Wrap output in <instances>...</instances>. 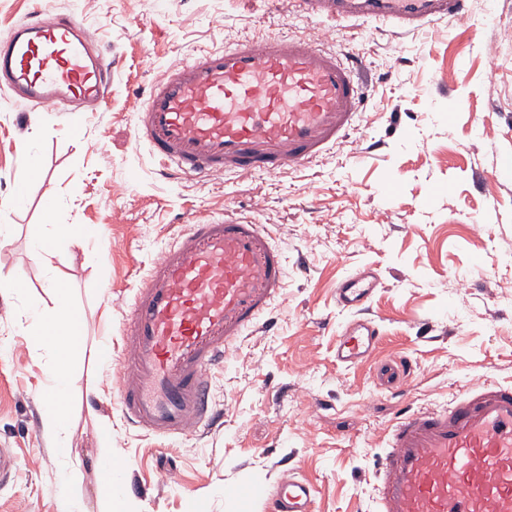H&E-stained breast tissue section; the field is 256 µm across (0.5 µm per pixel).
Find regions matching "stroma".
<instances>
[{
  "label": "stroma",
  "mask_w": 512,
  "mask_h": 512,
  "mask_svg": "<svg viewBox=\"0 0 512 512\" xmlns=\"http://www.w3.org/2000/svg\"><path fill=\"white\" fill-rule=\"evenodd\" d=\"M468 5L465 22L415 33L374 20L330 29L327 47L357 59L365 91L346 140L272 177L199 182L160 177L135 141L142 91L196 48L258 30L309 37L319 22L290 0H0V31L37 10L70 13L112 60L111 98L75 135L67 114L0 94V225L9 227L0 273L24 285L0 292V448L17 459L0 512H57L61 483L82 512H107L98 494L107 456L125 474L129 512H263L244 488L274 487L288 471L314 484L315 512H374L377 458L401 406H434L488 378L512 385V0ZM24 140L32 159L19 152ZM387 181L396 198L377 195ZM47 198L55 223L100 229L53 270L85 322L67 457L42 432L49 356L32 348L26 318L30 305L52 302L50 270L31 252ZM199 214L268 225L286 250L287 290L277 326L245 336L213 376L222 421L155 440L122 418L117 363H99L98 351L117 350L168 225ZM360 266L382 279L367 314L383 340L373 361L347 370L334 358L349 319L335 288ZM381 363L410 368L402 396L374 384Z\"/></svg>",
  "instance_id": "stroma-1"
}]
</instances>
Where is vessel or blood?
Instances as JSON below:
<instances>
[{"label": "vessel or blood", "instance_id": "vessel-or-blood-1", "mask_svg": "<svg viewBox=\"0 0 512 512\" xmlns=\"http://www.w3.org/2000/svg\"><path fill=\"white\" fill-rule=\"evenodd\" d=\"M321 22L372 19L414 31L468 13L467 0H294ZM112 61L75 16L33 12L0 33V91L15 103L81 116L106 104ZM364 90L317 41L256 33L200 48L150 85L134 135L162 175L273 176L335 148L358 119ZM288 267L267 225L194 219L171 234L141 275L123 321L117 405L160 438L209 430L211 380L229 349L272 311ZM380 286L370 267L345 276L336 304L352 312L336 335L337 364L374 357L378 324L361 318ZM267 512H313L315 487L296 473L254 487ZM376 512H512V385L488 379L449 402L403 409L377 459Z\"/></svg>", "mask_w": 512, "mask_h": 512}]
</instances>
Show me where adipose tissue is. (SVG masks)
<instances>
[{
    "label": "adipose tissue",
    "instance_id": "1",
    "mask_svg": "<svg viewBox=\"0 0 512 512\" xmlns=\"http://www.w3.org/2000/svg\"><path fill=\"white\" fill-rule=\"evenodd\" d=\"M97 228L85 224H54L44 227L43 234L33 243V252L39 259L63 257L70 246L96 238ZM48 288L53 296L49 307L28 310L27 318L33 328L34 347L47 351L52 364L42 388L46 404L42 411L46 437L60 441L69 412L71 366L80 352L82 317L76 316L68 293L58 277H50Z\"/></svg>",
    "mask_w": 512,
    "mask_h": 512
}]
</instances>
